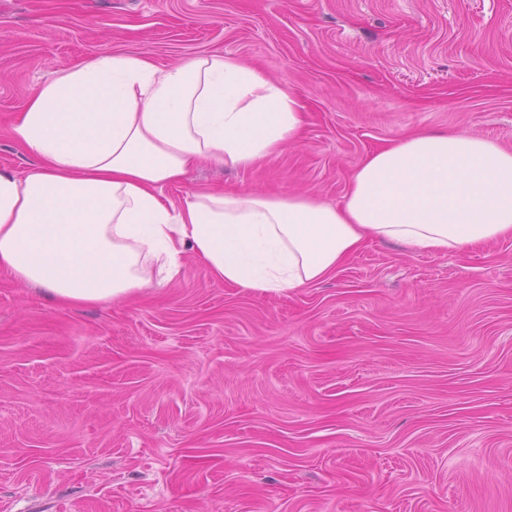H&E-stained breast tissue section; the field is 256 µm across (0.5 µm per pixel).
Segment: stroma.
Instances as JSON below:
<instances>
[{"label":"stroma","instance_id":"obj_1","mask_svg":"<svg viewBox=\"0 0 512 512\" xmlns=\"http://www.w3.org/2000/svg\"><path fill=\"white\" fill-rule=\"evenodd\" d=\"M224 52L292 86L299 140L200 186L339 205L416 131L512 149V0H0V166L37 83L102 51ZM0 512H512V238L371 241L256 295L196 261L70 309L0 272Z\"/></svg>","mask_w":512,"mask_h":512}]
</instances>
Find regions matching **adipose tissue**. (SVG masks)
Segmentation results:
<instances>
[{
  "mask_svg": "<svg viewBox=\"0 0 512 512\" xmlns=\"http://www.w3.org/2000/svg\"><path fill=\"white\" fill-rule=\"evenodd\" d=\"M292 89L221 53L174 66L104 51L38 84L13 126L37 163L0 167V270L67 304L179 278L187 257L258 295L327 278L367 239L455 254L512 235V151L418 133L368 155L345 202L163 187L200 162L248 167L295 143Z\"/></svg>",
  "mask_w": 512,
  "mask_h": 512,
  "instance_id": "adipose-tissue-1",
  "label": "adipose tissue"
}]
</instances>
